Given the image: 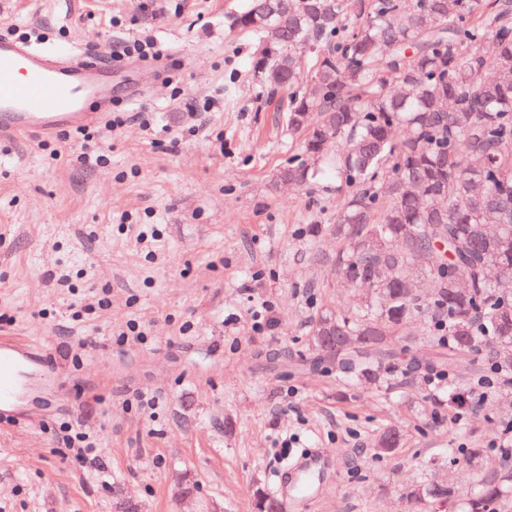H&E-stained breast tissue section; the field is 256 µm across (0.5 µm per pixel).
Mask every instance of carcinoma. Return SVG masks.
<instances>
[{
  "instance_id": "1",
  "label": "carcinoma",
  "mask_w": 512,
  "mask_h": 512,
  "mask_svg": "<svg viewBox=\"0 0 512 512\" xmlns=\"http://www.w3.org/2000/svg\"><path fill=\"white\" fill-rule=\"evenodd\" d=\"M233 26L258 38L254 75L300 139L276 182L331 172L348 188L331 228L336 274L365 289L362 305L318 315L305 369L392 388L400 365L416 368L394 338L423 317L438 365L487 351L502 368L494 395L511 393L512 0H253ZM490 401L449 376L454 409ZM401 438L381 432L377 454ZM510 487L512 472L481 480L461 512H491ZM254 498L281 512L264 487ZM435 500L454 494L407 495L410 512Z\"/></svg>"
}]
</instances>
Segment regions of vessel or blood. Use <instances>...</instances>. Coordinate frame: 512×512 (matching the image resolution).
<instances>
[{"mask_svg":"<svg viewBox=\"0 0 512 512\" xmlns=\"http://www.w3.org/2000/svg\"><path fill=\"white\" fill-rule=\"evenodd\" d=\"M97 64L88 52L73 64L63 54L0 39V139L52 137L66 128L100 122L112 100ZM49 370V357L39 342L0 336V420L11 416L23 381Z\"/></svg>","mask_w":512,"mask_h":512,"instance_id":"b4317fda","label":"vessel or blood"}]
</instances>
